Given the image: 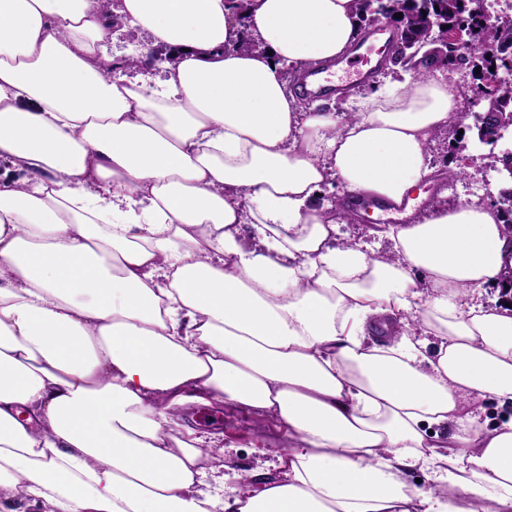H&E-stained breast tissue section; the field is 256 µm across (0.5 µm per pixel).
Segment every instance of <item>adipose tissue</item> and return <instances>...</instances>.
I'll use <instances>...</instances> for the list:
<instances>
[{
  "label": "adipose tissue",
  "mask_w": 512,
  "mask_h": 512,
  "mask_svg": "<svg viewBox=\"0 0 512 512\" xmlns=\"http://www.w3.org/2000/svg\"><path fill=\"white\" fill-rule=\"evenodd\" d=\"M235 11L0 0V158L23 174L0 185V512H512V418L479 415L512 404V308L482 302L512 235L435 207L381 225L378 260L313 205L334 182L414 198L459 113L447 73L306 111L284 68L344 54L358 0ZM118 23L170 51L164 79L111 75ZM382 321L409 333L367 344ZM161 394L273 413L284 481L226 491L205 436L165 434Z\"/></svg>",
  "instance_id": "adipose-tissue-1"
}]
</instances>
